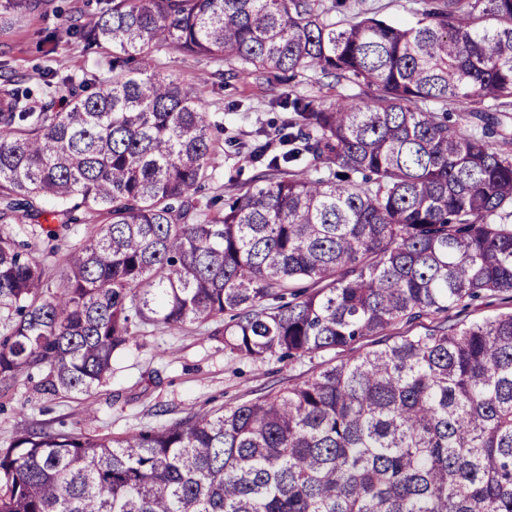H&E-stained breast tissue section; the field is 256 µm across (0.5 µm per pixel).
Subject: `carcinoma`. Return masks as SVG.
<instances>
[{"label": "carcinoma", "mask_w": 512, "mask_h": 512, "mask_svg": "<svg viewBox=\"0 0 512 512\" xmlns=\"http://www.w3.org/2000/svg\"><path fill=\"white\" fill-rule=\"evenodd\" d=\"M359 0H101L71 28L107 72L65 112L0 84V224H86L67 269L0 232L8 388L88 393L148 329L229 316L263 361L371 348L273 395L121 436L26 430L0 448V512H512V0H421L408 27ZM29 9L0 0V30ZM235 75L379 87L362 102L276 99L246 190L198 195L224 144L160 52ZM492 99L470 129L426 107ZM423 333L392 335L425 317ZM504 310H506V305L502 303L499 296L487 292L481 299L475 301L473 305L463 312L459 316V319L465 321L480 320L485 316L493 315Z\"/></svg>", "instance_id": "obj_1"}]
</instances>
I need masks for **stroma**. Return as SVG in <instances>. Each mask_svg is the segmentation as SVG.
Returning <instances> with one entry per match:
<instances>
[{
    "label": "stroma",
    "instance_id": "obj_1",
    "mask_svg": "<svg viewBox=\"0 0 512 512\" xmlns=\"http://www.w3.org/2000/svg\"><path fill=\"white\" fill-rule=\"evenodd\" d=\"M96 10L97 0H31L20 21L0 32V60L8 59L22 87L32 90L36 102L50 104L52 111H66L73 88L62 83L45 88V69L79 77L105 68L99 55L82 51L68 37L75 22L88 20ZM161 61L164 70L202 90L210 109L223 114L227 135L239 141L238 146H225L221 173L205 186L208 196L217 191L234 193L238 184L249 180L253 165L245 146L254 141L259 127L279 115L274 104L279 95L328 104L339 97L367 101L377 93L373 86L308 75L287 81L270 73L260 82H245L180 53L163 54ZM5 230L25 244L30 256L46 260L52 274L66 268V251L47 257L50 243L40 228L9 224ZM327 359L324 353L293 361L234 359L224 349L223 336L212 335L210 327L159 329L136 337L115 353L111 379L90 393L48 396L39 392L34 378L0 388V448L31 428L118 436L158 427L202 409L248 402L301 382L319 372Z\"/></svg>",
    "mask_w": 512,
    "mask_h": 512
}]
</instances>
